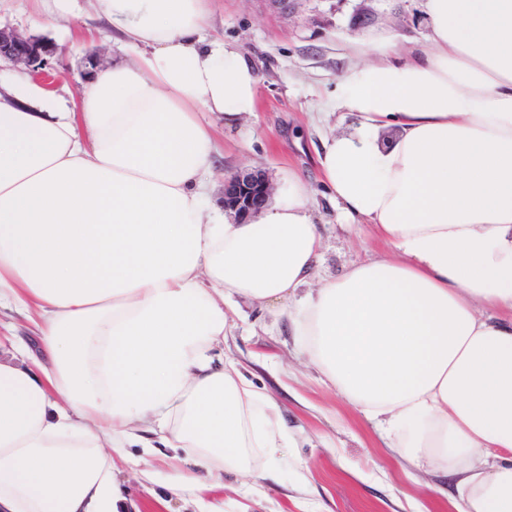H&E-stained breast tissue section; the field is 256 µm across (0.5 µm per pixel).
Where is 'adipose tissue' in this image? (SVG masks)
Here are the masks:
<instances>
[{
	"label": "adipose tissue",
	"mask_w": 512,
	"mask_h": 512,
	"mask_svg": "<svg viewBox=\"0 0 512 512\" xmlns=\"http://www.w3.org/2000/svg\"><path fill=\"white\" fill-rule=\"evenodd\" d=\"M215 0H96L127 61L82 116L22 68L0 90V306L34 326L0 362V512H135L117 462L170 449L172 495L273 474L291 433L218 349L240 303L285 315L325 385L398 459L454 478L459 512H512V0H423L428 35L356 39L327 101L355 120L320 174L337 221L388 253L317 278L309 183L248 219L207 204L212 123L259 77L201 38ZM394 131L383 139V131Z\"/></svg>",
	"instance_id": "ef3b65f1"
}]
</instances>
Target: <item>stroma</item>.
Returning a JSON list of instances; mask_svg holds the SVG:
<instances>
[{"instance_id": "obj_1", "label": "stroma", "mask_w": 512, "mask_h": 512, "mask_svg": "<svg viewBox=\"0 0 512 512\" xmlns=\"http://www.w3.org/2000/svg\"><path fill=\"white\" fill-rule=\"evenodd\" d=\"M35 9L34 0H0V25L55 46L50 74L39 82L49 91L69 85L73 110L81 112L87 56L97 54L108 69L122 55L97 35L101 22L90 0H80L77 15L61 29L35 28ZM363 10L372 15L365 30L391 28L404 35L400 51L411 50L428 33L421 0H303L290 16L271 10L266 0H218L205 31L237 47L259 75L256 116L232 126L214 124L224 158L211 195L222 199L225 177L242 169L265 171L278 189L286 188L289 169H305L313 178V214L324 226V276L386 250L369 230L337 224L330 194L314 179L315 147L328 126L347 130L353 119L339 111L324 126L311 124L309 115L335 95L354 61L350 39L364 30L355 24ZM224 356L277 403L296 442L284 449L275 480L228 473L223 485L204 489V497L223 504L224 512H457L448 480L395 460L378 428L321 383L284 317L242 305L226 329ZM150 464L154 481L119 475L131 486L140 512H190L189 497L169 496L164 486L172 469L163 453L154 454Z\"/></svg>"}]
</instances>
